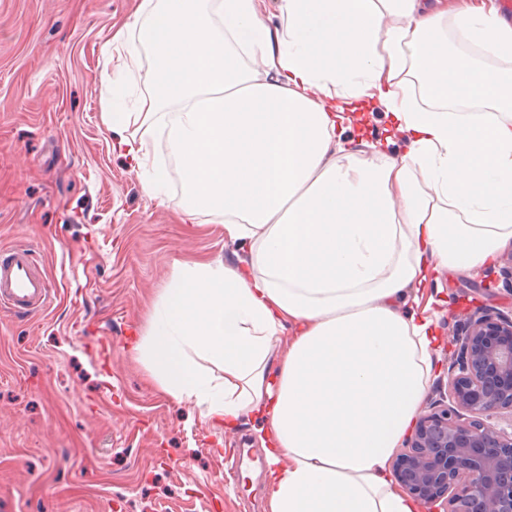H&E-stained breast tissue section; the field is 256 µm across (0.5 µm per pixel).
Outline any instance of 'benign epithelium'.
Returning a JSON list of instances; mask_svg holds the SVG:
<instances>
[{
    "label": "benign epithelium",
    "instance_id": "1",
    "mask_svg": "<svg viewBox=\"0 0 512 512\" xmlns=\"http://www.w3.org/2000/svg\"><path fill=\"white\" fill-rule=\"evenodd\" d=\"M448 392L416 419L393 462L426 512H512V433L487 419L512 414V318L477 306L452 339Z\"/></svg>",
    "mask_w": 512,
    "mask_h": 512
}]
</instances>
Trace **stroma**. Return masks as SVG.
I'll list each match as a JSON object with an SVG mask.
<instances>
[{"label":"stroma","mask_w":512,"mask_h":512,"mask_svg":"<svg viewBox=\"0 0 512 512\" xmlns=\"http://www.w3.org/2000/svg\"><path fill=\"white\" fill-rule=\"evenodd\" d=\"M140 0H0V248L23 244L57 298L0 310V512H267L256 430L164 394L130 347L175 263L246 259L215 212L180 223L101 120L115 31ZM431 269L406 308L432 319L426 402H449L451 336L479 305L512 317V242L490 269Z\"/></svg>","instance_id":"obj_1"}]
</instances>
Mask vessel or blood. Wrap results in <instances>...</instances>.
<instances>
[{"mask_svg":"<svg viewBox=\"0 0 512 512\" xmlns=\"http://www.w3.org/2000/svg\"><path fill=\"white\" fill-rule=\"evenodd\" d=\"M54 298L45 273L32 250L18 245L0 253V307L17 315L47 308Z\"/></svg>","mask_w":512,"mask_h":512,"instance_id":"1","label":"vessel or blood"}]
</instances>
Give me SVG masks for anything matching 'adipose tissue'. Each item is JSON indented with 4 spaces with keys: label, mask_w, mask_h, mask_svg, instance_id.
<instances>
[{
    "label": "adipose tissue",
    "mask_w": 512,
    "mask_h": 512,
    "mask_svg": "<svg viewBox=\"0 0 512 512\" xmlns=\"http://www.w3.org/2000/svg\"><path fill=\"white\" fill-rule=\"evenodd\" d=\"M138 12L112 76L148 61L144 91L102 120L151 197L169 172L146 138L164 136L182 222L219 211L249 257L176 264L134 358L216 425L259 419L268 512H423L390 469L435 337L401 301L512 241V24L495 0H279L276 27L264 0ZM359 99L407 134L404 154L345 145Z\"/></svg>",
    "instance_id": "1"
}]
</instances>
